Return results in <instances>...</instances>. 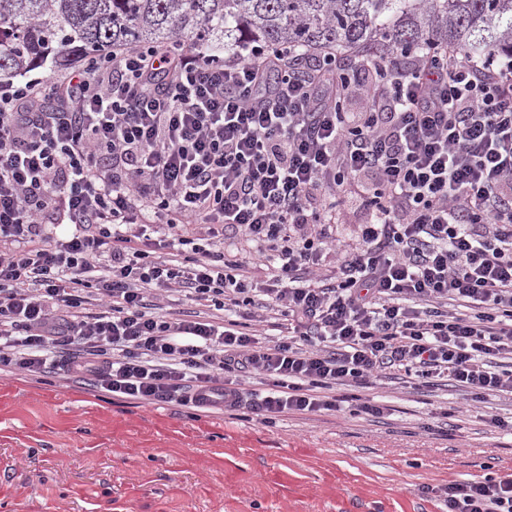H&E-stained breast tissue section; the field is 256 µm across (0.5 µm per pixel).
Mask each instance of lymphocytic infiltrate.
Here are the masks:
<instances>
[{
    "instance_id": "f902f5d3",
    "label": "lymphocytic infiltrate",
    "mask_w": 512,
    "mask_h": 512,
    "mask_svg": "<svg viewBox=\"0 0 512 512\" xmlns=\"http://www.w3.org/2000/svg\"><path fill=\"white\" fill-rule=\"evenodd\" d=\"M350 185L354 245L337 235ZM228 233L271 263L263 280L225 258ZM159 290L196 312L160 314ZM272 308L288 333L262 345ZM52 367L264 423L393 374L512 398V57L398 50L360 84L288 47L129 45L0 85V371ZM439 493L448 512H512V473Z\"/></svg>"
}]
</instances>
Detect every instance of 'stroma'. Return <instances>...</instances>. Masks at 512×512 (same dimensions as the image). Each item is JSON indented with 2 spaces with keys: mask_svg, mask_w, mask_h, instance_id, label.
<instances>
[{
  "mask_svg": "<svg viewBox=\"0 0 512 512\" xmlns=\"http://www.w3.org/2000/svg\"><path fill=\"white\" fill-rule=\"evenodd\" d=\"M343 394L265 424L0 373V512H445L438 488L512 472V433L484 422L512 399L397 378Z\"/></svg>",
  "mask_w": 512,
  "mask_h": 512,
  "instance_id": "35a3bbf8",
  "label": "stroma"
}]
</instances>
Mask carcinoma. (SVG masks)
Here are the masks:
<instances>
[{
    "label": "carcinoma",
    "mask_w": 512,
    "mask_h": 512,
    "mask_svg": "<svg viewBox=\"0 0 512 512\" xmlns=\"http://www.w3.org/2000/svg\"><path fill=\"white\" fill-rule=\"evenodd\" d=\"M180 39L374 58L438 44L512 56V0H0V77Z\"/></svg>",
    "instance_id": "1"
}]
</instances>
